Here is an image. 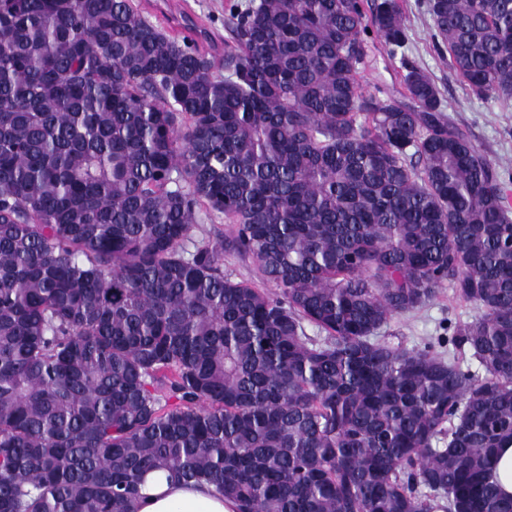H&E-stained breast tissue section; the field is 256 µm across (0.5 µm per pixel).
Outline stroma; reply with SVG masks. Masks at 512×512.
Listing matches in <instances>:
<instances>
[{"mask_svg": "<svg viewBox=\"0 0 512 512\" xmlns=\"http://www.w3.org/2000/svg\"><path fill=\"white\" fill-rule=\"evenodd\" d=\"M139 9L152 21L170 32H180L185 21H192L205 31L202 46L215 55L224 52V0H137ZM410 41L403 57H390L377 40H369L365 71L369 87H380L401 95L405 63H413L436 84L444 102V112L458 125L503 172L512 173V106L503 107L494 100L470 94L458 81L447 55L435 51L433 24L424 8V0H403ZM474 309L456 300L451 288H441L438 295L421 308L393 316L382 328L384 340L394 346L412 348L436 341L448 322H466Z\"/></svg>", "mask_w": 512, "mask_h": 512, "instance_id": "obj_1", "label": "stroma"}]
</instances>
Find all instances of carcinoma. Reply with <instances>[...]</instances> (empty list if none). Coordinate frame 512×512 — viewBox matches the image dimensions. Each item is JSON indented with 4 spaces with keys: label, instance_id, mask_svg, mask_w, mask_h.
Wrapping results in <instances>:
<instances>
[{
    "label": "carcinoma",
    "instance_id": "cac0c4a2",
    "mask_svg": "<svg viewBox=\"0 0 512 512\" xmlns=\"http://www.w3.org/2000/svg\"><path fill=\"white\" fill-rule=\"evenodd\" d=\"M425 7L468 91L512 101V0ZM224 27L217 57L135 0H0V512H135L157 469L237 512H512V179L418 67L405 102L365 92L401 0ZM446 285L481 376L378 336ZM224 271L232 272L236 280L262 285L260 276L250 259L224 255ZM494 475L501 492L508 497L512 496V445L499 448Z\"/></svg>",
    "mask_w": 512,
    "mask_h": 512
}]
</instances>
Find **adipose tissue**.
I'll return each instance as SVG.
<instances>
[{
	"instance_id": "obj_1",
	"label": "adipose tissue",
	"mask_w": 512,
	"mask_h": 512,
	"mask_svg": "<svg viewBox=\"0 0 512 512\" xmlns=\"http://www.w3.org/2000/svg\"><path fill=\"white\" fill-rule=\"evenodd\" d=\"M138 512H236L233 502L205 484L169 483L165 474L147 476Z\"/></svg>"
}]
</instances>
